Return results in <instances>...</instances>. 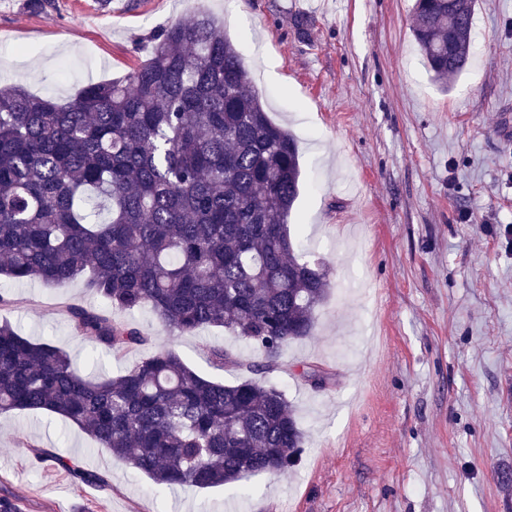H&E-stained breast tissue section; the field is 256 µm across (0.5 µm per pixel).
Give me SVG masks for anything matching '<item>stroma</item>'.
<instances>
[{
  "label": "stroma",
  "mask_w": 512,
  "mask_h": 512,
  "mask_svg": "<svg viewBox=\"0 0 512 512\" xmlns=\"http://www.w3.org/2000/svg\"><path fill=\"white\" fill-rule=\"evenodd\" d=\"M414 0H0V86L70 102L148 58L153 31L205 12L236 45L270 118L295 135L304 186L290 234L332 288L313 336L262 380L305 434L297 466L226 488L159 493L76 425L0 415V497L22 512H512V0H477L471 63L441 88L412 34ZM306 17L298 31L297 17ZM1 316L79 369L115 375L150 347L100 362L62 308L97 306L84 280L13 283ZM227 384L262 356L221 328L170 334L123 314ZM233 361L214 368L207 350ZM330 375L313 389L303 367ZM31 436L53 461L17 439ZM108 475L96 487L57 458Z\"/></svg>",
  "instance_id": "obj_1"
}]
</instances>
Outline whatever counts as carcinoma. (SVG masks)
Instances as JSON below:
<instances>
[{
  "mask_svg": "<svg viewBox=\"0 0 512 512\" xmlns=\"http://www.w3.org/2000/svg\"><path fill=\"white\" fill-rule=\"evenodd\" d=\"M475 7L415 2L413 37L444 89L471 59ZM302 184L294 136L206 15L163 29L125 77L87 84L67 104L0 87V278H86L101 307L65 313L111 357L152 342L112 312L147 309L181 335L222 327L279 367L285 345L312 336L331 288L288 230ZM14 411L77 425L161 490L234 488L286 470L304 447L293 405L264 381L208 379L166 346L89 377L3 318L0 414Z\"/></svg>",
  "mask_w": 512,
  "mask_h": 512,
  "instance_id": "1",
  "label": "carcinoma"
}]
</instances>
